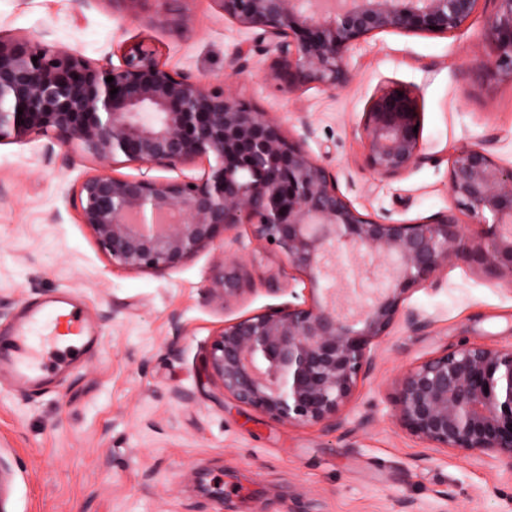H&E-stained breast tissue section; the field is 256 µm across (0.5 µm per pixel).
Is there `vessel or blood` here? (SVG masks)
Here are the masks:
<instances>
[{"label": "vessel or blood", "mask_w": 512, "mask_h": 512, "mask_svg": "<svg viewBox=\"0 0 512 512\" xmlns=\"http://www.w3.org/2000/svg\"><path fill=\"white\" fill-rule=\"evenodd\" d=\"M50 330L55 337H71L66 347L69 360H77L81 351L95 344L81 309L66 299L49 300L31 306L25 320L0 340V365L8 366L24 386H37L40 375L32 373L28 360L33 355L31 337L34 331Z\"/></svg>", "instance_id": "obj_1"}]
</instances>
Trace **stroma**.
Returning <instances> with one entry per match:
<instances>
[{
	"mask_svg": "<svg viewBox=\"0 0 512 512\" xmlns=\"http://www.w3.org/2000/svg\"><path fill=\"white\" fill-rule=\"evenodd\" d=\"M179 29L110 0H0V37H37L93 61L120 64L151 42L191 79L230 90L268 113L335 176L362 214L416 221L448 210V154L467 144L512 165V82L483 71L479 47L492 0L448 35L381 31L350 51L351 82L289 90L272 75L276 51L259 28L218 0H187ZM245 51L244 66L230 61ZM401 85L421 112L423 161L381 178L364 162L360 127L371 98ZM100 164L56 140L0 143V326L26 306L72 298L98 344L36 389L0 369V482L6 512H512V466L422 442L393 415L402 372L461 344L512 346V287L449 263L438 286L405 302L419 329L397 320L371 350L373 366L343 422L297 426L225 396L208 351L225 321L287 302L302 280L239 225L225 249L199 251L162 275L112 266L79 218L77 190ZM239 257L250 291L230 308L206 286L222 251ZM281 294H269L270 280ZM190 393L177 400L175 391Z\"/></svg>",
	"mask_w": 512,
	"mask_h": 512,
	"instance_id": "1",
	"label": "stroma"
}]
</instances>
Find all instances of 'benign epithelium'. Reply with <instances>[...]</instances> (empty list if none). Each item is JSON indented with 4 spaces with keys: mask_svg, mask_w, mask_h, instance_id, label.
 I'll use <instances>...</instances> for the list:
<instances>
[{
    "mask_svg": "<svg viewBox=\"0 0 512 512\" xmlns=\"http://www.w3.org/2000/svg\"><path fill=\"white\" fill-rule=\"evenodd\" d=\"M117 11L151 3L149 23L179 28L187 0H110ZM236 22L274 43L273 75L297 89L347 85V57L388 29L446 35L460 30L479 0H218ZM483 40L486 72L512 81V0H493ZM37 61H32V58ZM113 81H106L107 77ZM118 89L117 94L110 91ZM23 114H18V110ZM421 114L413 93L387 87L370 101L361 126L365 162L382 178L422 159ZM50 136L103 166L134 163L136 177L105 170L77 191L81 223L113 266L164 274L200 250L226 243L248 224L308 294L224 322L208 360L224 393L272 419L334 427L371 348L401 316L411 292L438 284L453 259L471 260L512 285V167L478 145L449 154L448 212L415 222H381L360 213L304 144L228 90L165 68L146 41L122 62L94 63L29 37H0V142ZM202 160L197 178L161 180L153 168ZM478 227L471 238L455 211ZM380 281L373 296L336 306V286L353 294L361 262ZM245 265L223 254L206 293L227 309L247 292ZM400 425L437 448L493 454L512 465V347L463 344L424 360L398 379Z\"/></svg>",
    "mask_w": 512,
    "mask_h": 512,
    "instance_id": "7a95c632",
    "label": "benign epithelium"
}]
</instances>
